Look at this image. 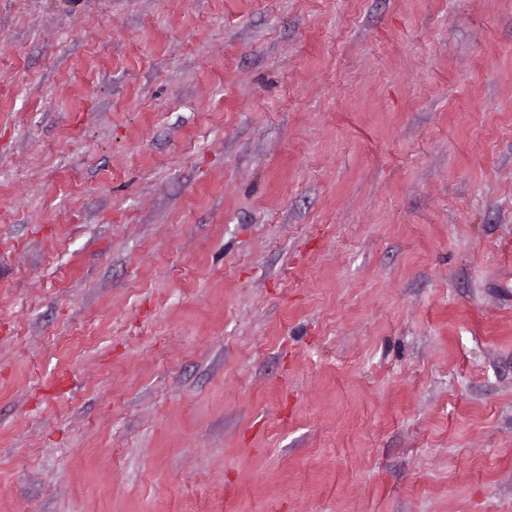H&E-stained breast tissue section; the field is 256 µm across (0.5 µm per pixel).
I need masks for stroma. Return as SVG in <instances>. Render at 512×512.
<instances>
[{
  "mask_svg": "<svg viewBox=\"0 0 512 512\" xmlns=\"http://www.w3.org/2000/svg\"><path fill=\"white\" fill-rule=\"evenodd\" d=\"M0 512H512V0H0Z\"/></svg>",
  "mask_w": 512,
  "mask_h": 512,
  "instance_id": "35a3bbf8",
  "label": "stroma"
}]
</instances>
